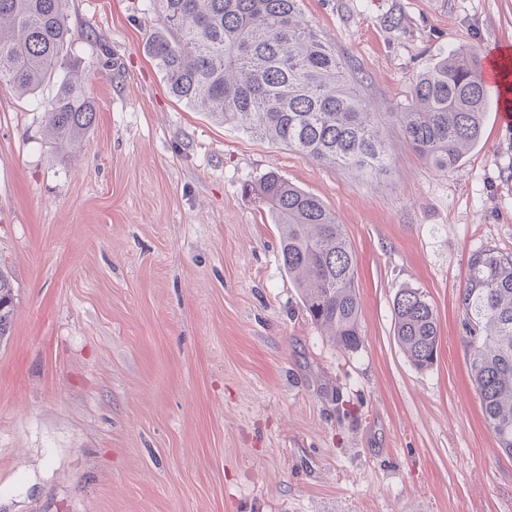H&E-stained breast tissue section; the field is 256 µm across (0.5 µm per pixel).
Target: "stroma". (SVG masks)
<instances>
[{
    "label": "stroma",
    "instance_id": "obj_1",
    "mask_svg": "<svg viewBox=\"0 0 512 512\" xmlns=\"http://www.w3.org/2000/svg\"><path fill=\"white\" fill-rule=\"evenodd\" d=\"M375 111L456 48L512 49V0H302ZM68 58L95 123L45 131L58 85H0V512H512L471 380L468 259L512 253V124L500 105L455 168L399 128L356 177L218 123L168 93L153 0H68ZM332 210L358 258L362 347L311 321L279 227L244 186L268 171ZM416 288L439 321L425 372L394 338ZM12 307L13 287L8 275L0 269V338L9 332Z\"/></svg>",
    "mask_w": 512,
    "mask_h": 512
}]
</instances>
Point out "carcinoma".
<instances>
[{
  "label": "carcinoma",
  "instance_id": "carcinoma-1",
  "mask_svg": "<svg viewBox=\"0 0 512 512\" xmlns=\"http://www.w3.org/2000/svg\"><path fill=\"white\" fill-rule=\"evenodd\" d=\"M302 0H154L163 23L149 51L168 92L221 121L241 119L254 135L305 158L362 176L390 166L379 113L358 93L345 63L302 17ZM67 0H0V84L33 92L57 76L46 128L64 151L95 121L85 72L66 62ZM501 95L473 49L448 52L421 72L411 103L391 116L405 142L442 170L480 142L485 112ZM244 193L281 225L282 261L311 320L343 350L362 345L358 260L336 214L269 171ZM13 287L0 270V338L11 324ZM473 385L497 447L512 456V253L475 251L460 296ZM395 339L419 371L434 365L438 317L416 288L394 304Z\"/></svg>",
  "mask_w": 512,
  "mask_h": 512
}]
</instances>
